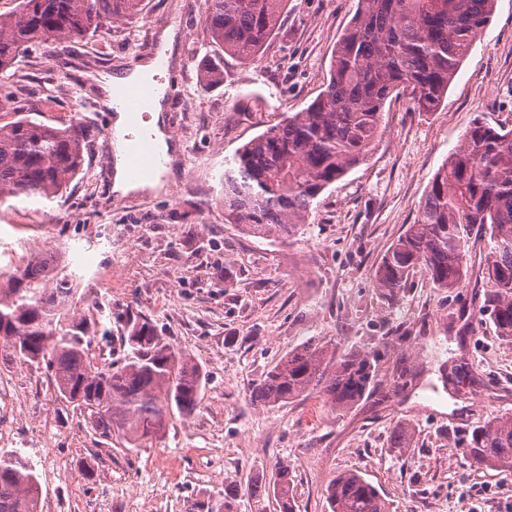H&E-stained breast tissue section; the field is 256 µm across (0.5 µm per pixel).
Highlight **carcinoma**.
<instances>
[{
    "instance_id": "obj_1",
    "label": "carcinoma",
    "mask_w": 512,
    "mask_h": 512,
    "mask_svg": "<svg viewBox=\"0 0 512 512\" xmlns=\"http://www.w3.org/2000/svg\"><path fill=\"white\" fill-rule=\"evenodd\" d=\"M495 0H358L356 13L332 51L330 78L303 110L243 145L224 171V221L255 237L296 234L325 188L363 161L381 131L385 105L409 88L413 108L434 112L473 43L488 24ZM288 0H204L203 24L224 53L254 63L275 34ZM144 0H19L0 13V112H21L11 69L23 50L49 40L81 41L143 11ZM224 82L217 64L203 85ZM89 126L80 117L50 125L25 114L0 123V204L12 198L58 197L84 166ZM485 241L480 312L499 340L512 347V130L477 121L430 182L415 223L383 256L374 273L390 293L424 268L437 288L462 287L471 239ZM0 340L19 363L43 368L56 401L87 413L106 437L116 431L137 445L166 429L175 416L201 406V368L144 315L122 319L120 355L95 366L88 350L91 324L71 313L79 280L63 255L27 252L0 273ZM379 353L329 357L310 343L271 365L251 397L275 406L321 388L335 410L351 409L373 387ZM412 429H393V448H409ZM462 454L474 466L512 473V414L474 429ZM273 492L279 512H296L288 465L277 462L253 495ZM331 512H390V503L357 471L333 478L325 490ZM41 483L19 453L0 455V512H40ZM229 501L201 495L186 512H231Z\"/></svg>"
}]
</instances>
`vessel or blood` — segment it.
<instances>
[{
	"mask_svg": "<svg viewBox=\"0 0 512 512\" xmlns=\"http://www.w3.org/2000/svg\"><path fill=\"white\" fill-rule=\"evenodd\" d=\"M156 93L154 84L141 81L124 89L112 102L113 109L126 112L131 119L123 155L129 176L138 181L154 180L167 165L165 157L156 150L152 134H149L139 121L140 116L146 115L152 107Z\"/></svg>",
	"mask_w": 512,
	"mask_h": 512,
	"instance_id": "b4317fda",
	"label": "vessel or blood"
}]
</instances>
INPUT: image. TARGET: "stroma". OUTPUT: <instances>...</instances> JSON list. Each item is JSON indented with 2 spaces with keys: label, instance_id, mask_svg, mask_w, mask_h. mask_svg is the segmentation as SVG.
Segmentation results:
<instances>
[{
  "label": "stroma",
  "instance_id": "1",
  "mask_svg": "<svg viewBox=\"0 0 512 512\" xmlns=\"http://www.w3.org/2000/svg\"><path fill=\"white\" fill-rule=\"evenodd\" d=\"M356 9L357 0H288L250 64L210 43L198 0H146L109 33L18 58L14 90L37 101L40 120L94 119L83 170L62 195L0 206V244L16 261L30 248L65 246L81 278L75 313L97 323L93 363L108 357L119 318L132 312L206 375L194 415L133 447L102 439L80 410L58 411L44 370L0 346V375L21 400L8 421L14 448L35 466L42 512H184L197 493L218 498L228 486L237 489L233 512H278L274 496H252L247 485L279 460L293 476L297 512H330L325 489L345 471L362 473L392 512H512V474L469 467L462 456L466 434L512 413V348L479 313L481 281L450 292L420 267L392 294L373 279L466 129L478 120L512 129V0H496L436 111H415L405 91L387 101L365 160L321 193L296 236L254 237L224 221L226 160L319 95ZM170 26L165 133L175 151L160 192L120 197L108 168L117 147L103 135L112 114L93 76L128 71ZM209 62L221 64L224 80L206 88ZM318 342L338 354L378 350L373 392L346 412L319 389L276 406L252 400L272 363ZM461 362L471 370L465 381ZM400 369L413 383L396 395ZM400 421L414 431L411 448L390 445ZM45 439L63 468L44 460Z\"/></svg>",
  "mask_w": 512,
  "mask_h": 512
}]
</instances>
